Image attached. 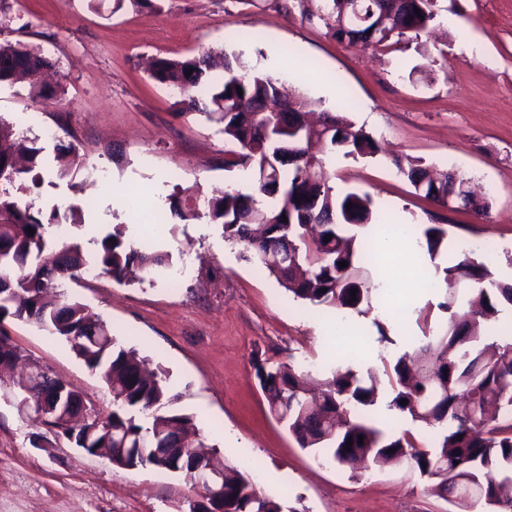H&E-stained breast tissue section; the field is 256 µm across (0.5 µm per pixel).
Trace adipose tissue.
I'll use <instances>...</instances> for the list:
<instances>
[{"label": "adipose tissue", "instance_id": "adipose-tissue-1", "mask_svg": "<svg viewBox=\"0 0 512 512\" xmlns=\"http://www.w3.org/2000/svg\"><path fill=\"white\" fill-rule=\"evenodd\" d=\"M368 234L376 243L384 284L406 300L417 299L427 285L419 276L424 257L416 245L415 225L380 221Z\"/></svg>", "mask_w": 512, "mask_h": 512}]
</instances>
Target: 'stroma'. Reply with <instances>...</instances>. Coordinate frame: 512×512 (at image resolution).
<instances>
[{"label": "stroma", "mask_w": 512, "mask_h": 512, "mask_svg": "<svg viewBox=\"0 0 512 512\" xmlns=\"http://www.w3.org/2000/svg\"><path fill=\"white\" fill-rule=\"evenodd\" d=\"M438 26L427 55L415 43L387 49L341 41L316 16V0H157L114 10L113 0H0V42L21 40L56 63L62 100L44 105L27 81L0 87V119L28 129L43 147L45 181L31 199L44 213L80 208L85 239L117 224L157 248L184 246L200 260L179 288L167 278L120 285L102 276L69 291L112 327L127 348L161 371L175 409L190 414L218 457L250 474L284 512H449L418 473L390 464L353 477L299 448L269 413L256 361L339 358L333 339L316 335L329 309L293 300L276 280L246 262L220 225H170L175 186L203 196L248 189V171L226 167L230 142L199 112L179 114L177 98L152 82V58L223 50L278 78L287 91L348 105V118L379 142L377 157L337 158L340 192L372 199L374 212L407 224H443L449 241L497 243L491 270L512 282V0H437ZM41 113L57 130L31 125ZM74 145L93 178L58 180V148ZM453 169L488 197L485 216L448 210L419 197L397 176L392 155ZM418 304L380 291L364 318L358 369L414 351ZM389 343L377 346L376 326ZM33 361L88 395L97 409L112 396L62 339L15 320L0 324ZM18 392L0 381V512H178L192 494L184 476L154 467L124 470L67 441L34 447L44 428L17 408Z\"/></svg>", "instance_id": "1"}]
</instances>
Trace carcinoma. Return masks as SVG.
Here are the masks:
<instances>
[{"mask_svg": "<svg viewBox=\"0 0 512 512\" xmlns=\"http://www.w3.org/2000/svg\"><path fill=\"white\" fill-rule=\"evenodd\" d=\"M435 6L436 0H360L356 20L363 33L381 24L370 47L387 49L404 40L420 45L436 18ZM348 9L347 0H324L321 5L323 21L336 37V24ZM52 66L26 42L0 43V84L24 75L32 95L45 104L62 96L60 87L40 81V70ZM222 66L223 79L210 82L213 58L208 53L159 58L150 78L179 89L183 109L224 125V136L234 144L230 165L249 168L254 175L265 167L276 174L277 203L260 204L257 196L267 191L257 182L253 194L226 189L193 207L195 192L177 186L168 197L171 215L186 224L204 219L221 225L224 241L240 246L243 260L266 270L294 299L339 314H368L378 286L365 266L367 240L349 229L373 223L372 200L367 194L336 192L330 169L339 156L375 157L380 151L377 139L346 116L329 112L324 122L331 125L330 132L305 127L301 116L313 101L303 94L293 98L288 111L270 112L268 103L280 96L279 81L235 53L222 54ZM23 143L12 126L0 123V324L7 318L23 321L69 343L108 386L112 413L83 412L82 392L31 361L1 333L0 368L29 366L31 372L14 385L23 399L45 397L50 410L41 424L55 438L86 453L101 449L121 469L152 466L189 479L198 464L192 449L202 446L193 416L172 409L174 397L165 380L147 372L145 360L68 293V283L89 269L118 284H131L172 267L173 255L130 240L119 224L94 241L92 249L75 231L56 236L58 213L46 217L23 199L41 185L45 169L43 148L36 146L26 148V165H17ZM67 151L71 161L57 171L60 180L87 170L76 148ZM390 163L426 199L446 206L448 173H434L410 155H394ZM310 166L319 171V180H309ZM417 243L433 261L448 249V230L422 224ZM343 261L345 268L339 266ZM444 273L446 297L437 308L449 314L448 323L432 328L429 308L418 311L416 318L424 343L414 355L430 357L436 366L432 375L409 366V353L364 372L337 365L321 371V392L315 399L307 397L311 369L302 364L268 368L258 362L256 376L270 414L317 460L352 468L367 461L406 462L426 481L428 492L456 512H512V497L501 494L503 485L512 483V341L486 343L481 331L499 307L512 306V284L496 279L466 250ZM468 281L479 284L474 292L478 307L456 311L458 287ZM382 375L392 391L389 409L433 427L432 448L418 446L407 430L386 434L371 423ZM206 465L223 472L214 486L217 493L209 499L212 512H283L277 500L254 493L257 484L249 475L223 459L210 456Z\"/></svg>", "mask_w": 512, "mask_h": 512, "instance_id": "obj_1", "label": "carcinoma"}]
</instances>
